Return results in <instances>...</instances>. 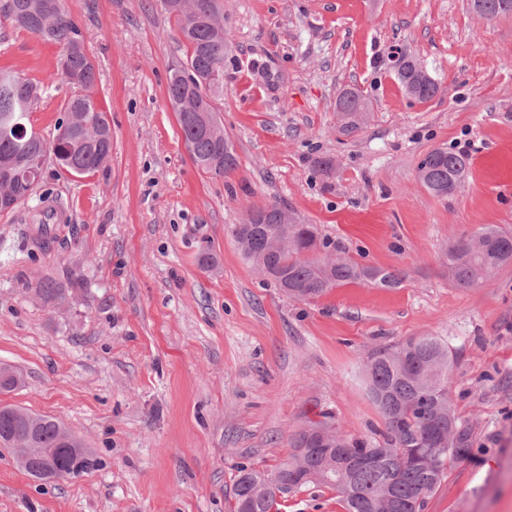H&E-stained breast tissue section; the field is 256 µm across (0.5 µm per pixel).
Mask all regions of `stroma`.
<instances>
[{"instance_id":"obj_1","label":"stroma","mask_w":512,"mask_h":512,"mask_svg":"<svg viewBox=\"0 0 512 512\" xmlns=\"http://www.w3.org/2000/svg\"><path fill=\"white\" fill-rule=\"evenodd\" d=\"M232 57L217 119L231 176L190 157L167 98L184 57L160 0H64L85 36L112 126L106 170L48 167L36 195L0 216V362L24 386L0 403L59 418L99 461L50 483L0 449V512H229L238 466L268 471L303 429L374 437L370 353L440 336L470 453L424 512H512V266L471 288L448 245L486 224L512 230V15L470 0H223ZM417 57L445 92L409 98L391 52ZM61 49L0 24V68L48 83L31 120L51 136L70 91ZM362 90L356 136L336 127L343 88ZM467 149L445 199L416 179L427 152ZM332 159L329 175L317 163ZM63 221L41 240L31 216ZM275 204L318 228L332 254L401 271L395 288L347 283L297 301L241 257L232 236ZM51 280L64 301L34 293ZM279 512H344L308 486Z\"/></svg>"}]
</instances>
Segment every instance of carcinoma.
Returning <instances> with one entry per match:
<instances>
[{"instance_id": "1", "label": "carcinoma", "mask_w": 512, "mask_h": 512, "mask_svg": "<svg viewBox=\"0 0 512 512\" xmlns=\"http://www.w3.org/2000/svg\"><path fill=\"white\" fill-rule=\"evenodd\" d=\"M476 10L493 22L507 15L502 0H478ZM174 31L186 48L185 60L173 68L167 84L168 98L198 113L196 122L176 113L183 139L192 144V159L205 173L228 175L238 168L232 141L224 128L207 129V114L216 111L215 100L224 86V18L217 16L215 0H192L185 10L161 0ZM0 21L25 30L61 48L57 73L70 89L52 137L33 129L31 114L46 93L45 85L10 69H0V192L12 196L0 205L7 214L26 203L40 186L47 166L74 176L104 169L112 156V139L102 138L110 127L106 112L95 97L96 70L85 48L84 34L65 7L54 13L42 0H0ZM423 63L403 59L397 76L402 87L413 86L418 101L426 102L443 89ZM367 108L359 93L345 90L336 100L337 114L348 115L339 133L351 136L364 125L358 119ZM470 166L468 156L446 148L428 152L417 167V179L433 196L445 198L464 186ZM285 210L271 205L257 224H237L232 230L244 260L290 298L316 299L337 286L370 281L383 287L401 284L402 274L363 266L351 257L336 256L326 262L310 258L312 248H325L312 224L283 222ZM512 265V233L486 225L448 246V277L470 288L503 267ZM453 355L447 341L437 336L409 338L395 349L377 350L366 363L367 392L384 422L381 439L347 440L336 436L333 445L321 447L314 425L294 439V452L270 471L240 467L232 490L233 512H273L277 505L272 485L288 487L286 498L310 486L336 492L345 512H423L426 499L448 470V462L465 458L469 433L455 416L450 391ZM68 430L53 417L29 423L8 411L0 413V439L12 441L32 436L42 448H62ZM65 469L77 477L98 466L90 453L66 457Z\"/></svg>"}]
</instances>
